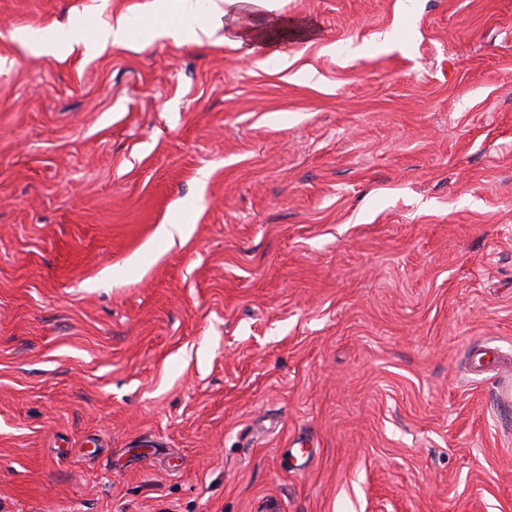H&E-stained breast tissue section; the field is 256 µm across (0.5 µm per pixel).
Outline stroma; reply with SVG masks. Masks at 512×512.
<instances>
[{
    "mask_svg": "<svg viewBox=\"0 0 512 512\" xmlns=\"http://www.w3.org/2000/svg\"><path fill=\"white\" fill-rule=\"evenodd\" d=\"M277 8L0 0V512H512V0ZM199 2L198 0L179 1V24L173 30L189 43H202L198 33V30H204ZM277 0H209L208 11L212 16L231 17L239 19L249 9L250 5L257 2H265L269 10V22L263 28H255L244 22L224 31L225 43H230L238 48L247 47V54L254 51L256 46H265L273 49L268 59L282 62L288 65L289 55L279 49L283 44L291 40L308 41L318 34L317 24L313 20L300 18H288L275 13V9L269 4ZM132 24V19L129 17L119 16L115 24L108 23L103 27L95 29L92 34H89L84 26L77 24L69 28L62 40L42 34L34 38L31 46L38 52L49 55L58 50L61 42L90 40L96 50L103 51L114 44L125 43Z\"/></svg>",
    "mask_w": 512,
    "mask_h": 512,
    "instance_id": "obj_1",
    "label": "stroma"
}]
</instances>
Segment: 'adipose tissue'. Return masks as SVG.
<instances>
[{"instance_id":"1","label":"adipose tissue","mask_w":512,"mask_h":512,"mask_svg":"<svg viewBox=\"0 0 512 512\" xmlns=\"http://www.w3.org/2000/svg\"><path fill=\"white\" fill-rule=\"evenodd\" d=\"M256 2L257 0H208L206 11L214 16L234 18V26L226 29L224 33L225 42L239 48L268 47L271 50V59L282 63L289 58L288 53L282 49L283 44L291 40L308 41L317 36L318 27L314 21L288 18L276 13L271 14L268 24L261 28L243 23L242 15ZM131 26L132 21L126 16L118 17L115 22L91 32L77 24L69 28L64 39L42 34L34 38L32 46L38 52L49 55L58 50L61 41L88 40L96 50L102 51L114 44L125 42Z\"/></svg>"}]
</instances>
